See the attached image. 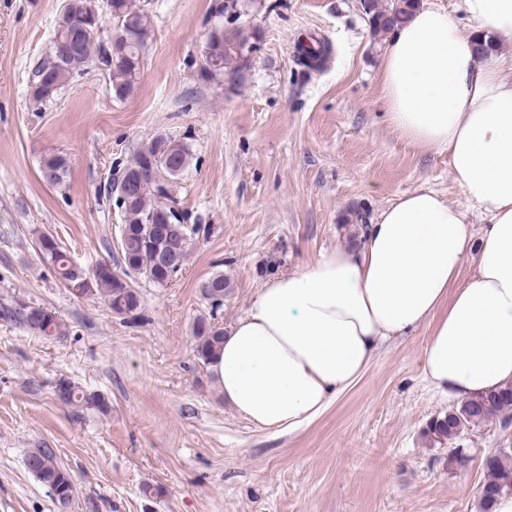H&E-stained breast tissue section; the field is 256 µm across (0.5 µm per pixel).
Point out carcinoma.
I'll return each instance as SVG.
<instances>
[{
	"instance_id": "1",
	"label": "carcinoma",
	"mask_w": 512,
	"mask_h": 512,
	"mask_svg": "<svg viewBox=\"0 0 512 512\" xmlns=\"http://www.w3.org/2000/svg\"><path fill=\"white\" fill-rule=\"evenodd\" d=\"M69 23L66 29H55L50 52L33 70L32 100L43 103L53 99L72 79L86 70L102 64L112 98L122 101L129 97L137 84L144 50L151 38L152 23L148 11L135 0H66ZM365 13L370 17L374 32L388 33L404 24L419 0H365ZM107 13L112 20L110 36L94 39L83 35L85 18L93 13ZM239 16L229 18L227 24L210 30L205 45L215 68L201 65L202 75L208 79L229 76L231 85L241 83V72L248 66L238 49L254 44L256 33L236 25ZM300 63L309 70L324 64L328 50L313 39L298 52ZM191 154L181 141L170 136H157L138 150L132 159L120 168L105 185L109 195H116L122 184L134 177L142 182L138 193L118 200L123 213V232L126 246L121 248L119 263L122 274L112 272V264L99 262L91 270L73 263L54 236L42 233L38 250L43 259L57 269L61 282L69 293L82 298L93 295L103 300L120 318L137 322L142 318V300L130 279L143 276L153 284L166 286L181 270L180 261L189 256L192 242L203 230L200 224L187 223L186 217L162 202L168 198L169 182L180 176L190 164ZM68 163L60 155L43 159L40 174L50 177L54 184L64 181ZM228 282L223 273H216L201 285V295L218 309L224 305ZM20 322L31 332L41 336H63L65 330L59 317L43 307L22 306L6 308L0 314ZM197 343L195 356L204 365L223 343L224 330L204 319L194 327ZM59 400L105 413L109 404L94 392H87L68 379L55 386ZM500 416L503 424L512 422V384L495 391L475 395L441 419L434 420L427 429L433 441L440 444L460 433L458 420L477 425L486 419ZM29 472L52 493L59 508H67L75 493L73 479L61 467L50 448H36L25 460ZM487 478L481 488L484 512H491L496 497L512 489V461L508 455H492L484 460Z\"/></svg>"
}]
</instances>
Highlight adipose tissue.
Listing matches in <instances>:
<instances>
[{
	"instance_id": "adipose-tissue-1",
	"label": "adipose tissue",
	"mask_w": 512,
	"mask_h": 512,
	"mask_svg": "<svg viewBox=\"0 0 512 512\" xmlns=\"http://www.w3.org/2000/svg\"><path fill=\"white\" fill-rule=\"evenodd\" d=\"M458 9L475 38L423 5L390 32L378 79L391 125L447 153L466 204L420 186L357 244L259 288L211 365L225 402L258 428L317 417L384 345L425 325L422 370L438 392L464 401L512 382V78L503 56L476 47L512 39V0H459ZM471 212L485 224L478 242Z\"/></svg>"
}]
</instances>
